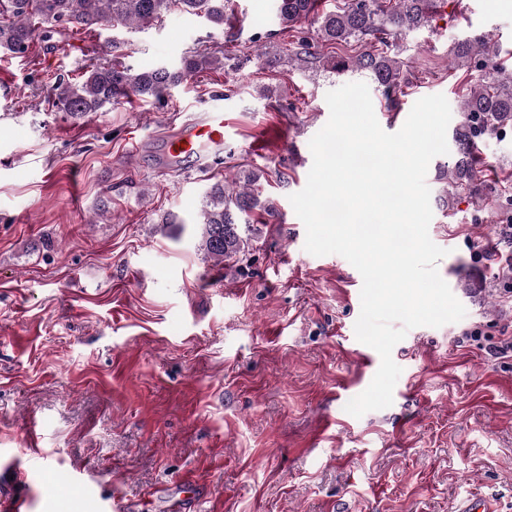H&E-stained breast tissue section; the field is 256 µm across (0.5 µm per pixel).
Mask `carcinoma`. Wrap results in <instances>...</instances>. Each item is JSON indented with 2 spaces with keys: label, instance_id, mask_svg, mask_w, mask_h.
<instances>
[{
  "label": "carcinoma",
  "instance_id": "carcinoma-1",
  "mask_svg": "<svg viewBox=\"0 0 512 512\" xmlns=\"http://www.w3.org/2000/svg\"><path fill=\"white\" fill-rule=\"evenodd\" d=\"M439 0H347L343 7L321 11V0H278L277 12L285 28L302 20L317 24L318 37L328 43L355 42L362 52L353 57H323L306 39L297 41L293 54L303 65L326 67L338 73L354 67L368 72L389 101L408 85L391 52L397 41L429 22ZM224 26V0H0V51L24 57L36 40L51 37L58 25L91 31L105 23L142 27L173 9ZM455 62L469 71H483L486 78L462 94L461 121L452 138L455 157L448 167L446 194H467L486 200L476 165L478 143L512 130V64L502 55L498 42L486 34L457 40L452 48ZM220 63L219 57L195 52L178 67L141 68L120 62L94 65L80 84L64 78L55 82L54 104L70 118L80 120L106 105L116 106L129 98L160 97L172 86ZM260 174L238 171L214 183L202 203L198 249L219 265L242 261L252 250L247 217L263 212L273 218L274 204L261 198L254 185Z\"/></svg>",
  "mask_w": 512,
  "mask_h": 512
}]
</instances>
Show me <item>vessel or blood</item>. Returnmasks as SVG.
Masks as SVG:
<instances>
[{
  "instance_id": "obj_1",
  "label": "vessel or blood",
  "mask_w": 512,
  "mask_h": 512,
  "mask_svg": "<svg viewBox=\"0 0 512 512\" xmlns=\"http://www.w3.org/2000/svg\"><path fill=\"white\" fill-rule=\"evenodd\" d=\"M224 146V115L207 113L202 119L183 124L164 141V166L177 165L201 158L207 151Z\"/></svg>"
}]
</instances>
